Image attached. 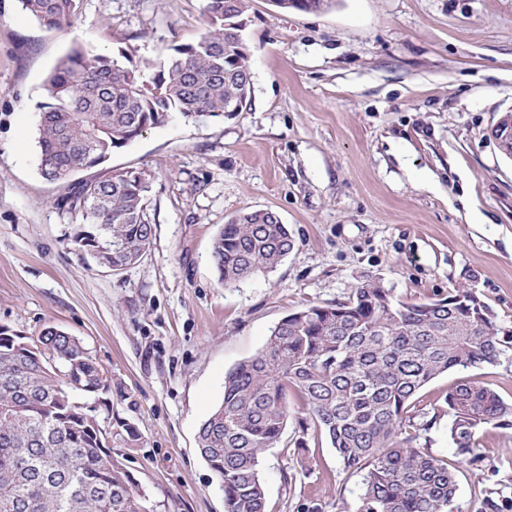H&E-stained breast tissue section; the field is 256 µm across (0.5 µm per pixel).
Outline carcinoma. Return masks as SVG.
<instances>
[{
	"label": "carcinoma",
	"instance_id": "1",
	"mask_svg": "<svg viewBox=\"0 0 512 512\" xmlns=\"http://www.w3.org/2000/svg\"><path fill=\"white\" fill-rule=\"evenodd\" d=\"M82 0H17L40 25L67 23ZM281 9L321 11L329 0H269ZM248 0H205V32L156 62L125 48L102 54L74 47L48 76L40 102L41 175L65 182L165 124L173 115L219 118L230 102L249 103V50L225 28ZM150 188L134 171L72 182L60 206L80 218L75 243L110 254L112 266L141 258L153 238L143 212ZM288 225L270 213L238 214L216 236L218 281L229 288L274 269L292 250ZM493 311L474 289L403 302L378 280H365L336 304L311 305L282 318L261 350L224 377L222 401L197 430V450L219 480L225 512H265L262 454L278 445L288 393L306 417L301 440H326L347 469H363L356 512H446L457 490L448 461L402 437L425 430L409 414L414 397L455 369L496 364L504 354ZM107 379L83 343L53 326L38 336L0 331V512H156L122 463L112 457L96 406ZM449 438L460 462H480L477 432L512 415L487 384L463 378L444 398Z\"/></svg>",
	"mask_w": 512,
	"mask_h": 512
}]
</instances>
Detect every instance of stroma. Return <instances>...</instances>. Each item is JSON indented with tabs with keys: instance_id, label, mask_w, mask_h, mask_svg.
<instances>
[{
	"instance_id": "stroma-1",
	"label": "stroma",
	"mask_w": 512,
	"mask_h": 512,
	"mask_svg": "<svg viewBox=\"0 0 512 512\" xmlns=\"http://www.w3.org/2000/svg\"><path fill=\"white\" fill-rule=\"evenodd\" d=\"M248 3L247 109L172 116L105 164L151 179L152 244L115 272L79 250V220L59 204L66 184L40 174L44 80L77 44L164 58L199 39L204 2L83 0L49 30L0 0V326L33 336L51 325L83 342L109 380L96 406L112 455L157 512H224L196 432L225 373L285 315L345 301L366 279L405 302L472 287L507 353L435 379L412 412L431 421L419 445L455 475L448 512H512V426L483 427L480 463H461L444 403L464 375L512 403V159L489 136L512 112V0ZM258 209L280 216L293 249L224 287L212 242ZM295 439L286 428L260 460L267 512H355L362 472L327 442L304 451Z\"/></svg>"
}]
</instances>
